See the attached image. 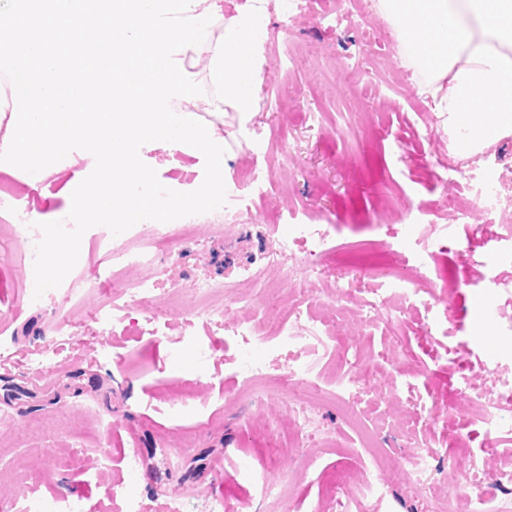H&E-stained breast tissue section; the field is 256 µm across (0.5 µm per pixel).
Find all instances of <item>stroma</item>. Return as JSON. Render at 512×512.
Segmentation results:
<instances>
[{"mask_svg": "<svg viewBox=\"0 0 512 512\" xmlns=\"http://www.w3.org/2000/svg\"><path fill=\"white\" fill-rule=\"evenodd\" d=\"M307 2V10L290 19L291 34L262 48L268 82L255 90V111L230 110L215 122L224 139L226 219L168 225L154 247L156 263L144 274L157 278L165 293L154 308L164 335H150L139 321L99 328L96 319L111 313L114 294L100 227L81 240L80 262L69 277L88 287L78 304L67 306L56 298L28 304L34 278L15 240L0 236V270L9 275L0 288V338L12 346L10 362L0 365V413L13 417L11 426L0 428V500L34 493L67 497L84 512H122L123 496L132 492L148 512H170L176 495L182 512H200L203 495L223 491L225 512H255L252 475L292 471L297 478L279 512H329L322 475L337 468L351 485L349 512H433L429 493L412 488L399 467L387 475L388 497L364 491L360 429L382 408L371 399L345 408L334 396L345 356L389 345L399 350L398 368L375 361L367 369L370 381L381 386L399 373L417 395L447 411V422L434 423L423 412L415 422L422 437L447 449L449 465L481 456L485 428L461 386L469 367L512 352V332L478 328L468 297L485 292L505 306L512 300V260L491 263L499 242L487 218L452 225L447 214H432L439 195L463 203L468 192L459 174L439 165L450 140L418 95V78L403 65L399 42L377 40L389 21L369 8L357 23L339 18L336 0ZM372 56L392 58L393 68L368 72L350 90L338 66ZM371 155L384 157L397 186L383 208L377 205L383 187L364 164ZM140 156L168 188L191 192L203 182L205 160L196 148L150 142ZM94 166L90 153L75 150L41 175L7 163L0 173L22 186L20 206L37 224L70 209L69 182L84 179ZM295 224L321 225L317 251L326 270L364 265L374 272L365 282L366 305L352 314L364 326L359 336L337 325L323 295L303 301L309 327L337 334L335 357L316 370L328 393L321 415L330 431L319 442L289 423L275 382L288 347L274 330L287 320L289 304L244 276L265 266L269 246ZM370 240L383 248L366 261L358 247ZM400 263L420 268L429 281L423 296L434 306L374 317L369 303L393 287L389 270ZM448 267L465 281L452 293L436 276ZM204 275L238 283L247 304L237 319L265 322L269 335L257 355L272 366L267 386L254 387L236 373L237 347L223 326L191 315L194 285ZM60 326L73 346L56 357L51 373L34 376L29 358ZM201 345L207 356L199 355ZM132 450L140 464L130 474L124 457Z\"/></svg>", "mask_w": 512, "mask_h": 512, "instance_id": "stroma-1", "label": "stroma"}]
</instances>
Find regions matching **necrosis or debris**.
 <instances>
[{"mask_svg": "<svg viewBox=\"0 0 512 512\" xmlns=\"http://www.w3.org/2000/svg\"><path fill=\"white\" fill-rule=\"evenodd\" d=\"M470 200L467 206H460L455 197L441 196L436 203L439 211L449 213L454 220H466L474 215H493L501 218V239H512V150L503 149L495 154L491 169L467 166L463 171ZM21 199L19 186L10 178L0 176V223L14 228V237L21 241L26 267H33L36 246L42 232L32 224L23 223L18 215ZM319 225L302 224L293 236L278 239L275 249L268 256V263L277 270L282 282L304 279L306 293H314L321 287L327 272L317 258L315 246L321 238ZM158 231L150 221L134 225L124 233L106 235L108 248L106 260L112 268V279L119 285L122 304L113 306L112 316L118 320L132 315L144 316L152 334H162L163 328L148 309L149 302L158 291L157 283L149 278H135L134 272L150 266L153 255L150 246L156 243ZM199 302L194 306L196 317L223 324L225 333L240 348L243 360L240 370L247 378L263 380L268 368L255 359L253 350L259 345L260 325L256 322L235 320V312L243 304L242 297L232 282H215L199 279L195 287ZM305 314L302 306H294L286 325L280 326L278 334L288 347V358L284 363L282 382L289 386H309L314 382L313 353L315 349L332 352L335 336L332 331L311 332L305 328ZM463 392L470 406L479 409L488 417L489 424H497L499 414L512 411V355L498 357L488 364H479L470 376L463 380ZM371 395L376 401L394 403L400 400L414 405V398H402L398 383L389 384L384 392L373 393L364 372L358 363H351L348 371L336 386L337 399L344 402L358 400L360 396ZM498 454L497 440H490L482 452L481 462H473L446 472L439 466L445 453L442 449L430 447L426 441L411 438L408 448L402 449L401 458L406 467L410 484L434 493L438 512H457L461 495L471 498L474 512H482L485 503L499 493L512 490V473L492 474L488 462Z\"/></svg>", "mask_w": 512, "mask_h": 512, "instance_id": "1", "label": "necrosis or debris"}]
</instances>
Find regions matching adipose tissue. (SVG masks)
Returning a JSON list of instances; mask_svg holds the SVG:
<instances>
[{
  "label": "adipose tissue",
  "mask_w": 512,
  "mask_h": 512,
  "mask_svg": "<svg viewBox=\"0 0 512 512\" xmlns=\"http://www.w3.org/2000/svg\"><path fill=\"white\" fill-rule=\"evenodd\" d=\"M396 28L405 65L423 74L428 98L461 156L512 135V0H376ZM250 22L226 23L208 46L216 99L236 112L254 109L261 74Z\"/></svg>",
  "instance_id": "obj_1"
}]
</instances>
